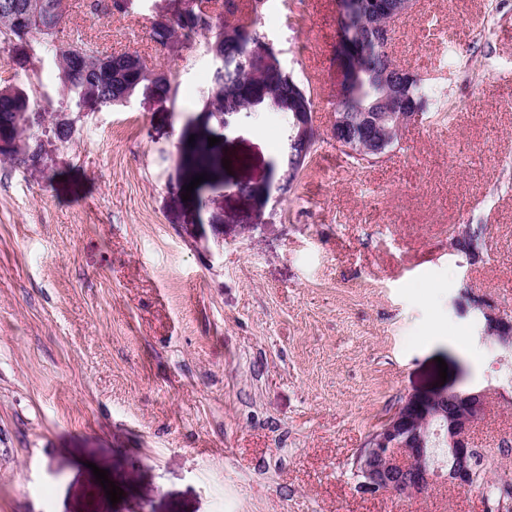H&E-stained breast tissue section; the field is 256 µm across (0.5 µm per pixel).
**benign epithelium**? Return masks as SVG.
Masks as SVG:
<instances>
[{
  "label": "benign epithelium",
  "mask_w": 512,
  "mask_h": 512,
  "mask_svg": "<svg viewBox=\"0 0 512 512\" xmlns=\"http://www.w3.org/2000/svg\"><path fill=\"white\" fill-rule=\"evenodd\" d=\"M69 2L63 0L55 6L48 0H24L18 9L26 19L27 31L10 38L9 43L28 41V31L43 27L44 20L51 14L66 13ZM241 8H230L224 0L221 4L213 0H190L187 10L174 17H160L152 22L154 27H167L178 21L201 28L211 25L215 19L234 20ZM56 56L70 62L69 71L87 67L86 59L79 56L73 43L57 37L54 39ZM248 60L263 67H281L270 44L253 46L246 51ZM97 70L104 71L112 83L121 85L123 103H128L136 94L135 88L127 85L133 72H140L139 81L149 89L159 80H172L171 73L163 69H144L140 56L134 52H121L98 56ZM385 94L379 101L380 107L360 115L361 126L379 129L388 123L401 131L415 122L419 114L405 111L402 86L389 81L382 75ZM288 111L294 115L292 138L309 145L314 136V113L307 103L296 95H288ZM336 146L356 155L369 151L370 160H380L391 153L390 142L379 137L365 140L350 131L347 115L334 112L330 128ZM461 312L472 310L485 323V336L500 347L512 343V316L504 313L497 304L491 303L472 292L470 288L460 291L456 301ZM488 407V392L437 390L408 395L399 409L377 431L369 444L357 453L354 473L357 477V491L370 496L394 495L399 497H419L425 495L438 481L444 478L459 488H470L476 484L475 474L470 464L472 433ZM445 420L446 428L443 448L448 459V471L442 472L429 461L432 455L431 437L428 422L433 419Z\"/></svg>",
  "instance_id": "benign-epithelium-1"
}]
</instances>
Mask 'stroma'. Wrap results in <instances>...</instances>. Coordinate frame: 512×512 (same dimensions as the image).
Returning <instances> with one entry per match:
<instances>
[{
    "instance_id": "stroma-1",
    "label": "stroma",
    "mask_w": 512,
    "mask_h": 512,
    "mask_svg": "<svg viewBox=\"0 0 512 512\" xmlns=\"http://www.w3.org/2000/svg\"><path fill=\"white\" fill-rule=\"evenodd\" d=\"M181 7L71 0L63 38L135 52L177 90L81 113L64 141L53 47L0 51L44 140L18 168L0 133V512H485L479 486L360 494L352 462L435 388H495L474 445L512 440V355L453 307L469 287L512 315V0H416L390 53L436 103L359 166L329 134L336 0H267L255 26L315 111L290 183L287 121L218 117L204 37L152 39ZM469 224L474 261L451 245Z\"/></svg>"
}]
</instances>
